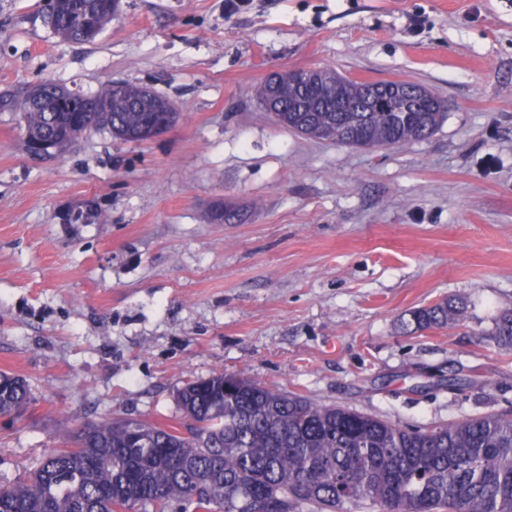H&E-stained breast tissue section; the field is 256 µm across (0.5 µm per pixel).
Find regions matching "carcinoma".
<instances>
[{
    "label": "carcinoma",
    "instance_id": "carcinoma-1",
    "mask_svg": "<svg viewBox=\"0 0 512 512\" xmlns=\"http://www.w3.org/2000/svg\"><path fill=\"white\" fill-rule=\"evenodd\" d=\"M108 0H49L45 22L63 40L92 42L112 23ZM317 83L278 72L256 89L282 127L308 138L386 149L431 137L442 99L409 82H383L384 108L359 110L362 83L331 68ZM66 96L51 112L22 91L0 95L21 113L26 139L64 151L92 130L126 142L176 124L168 99L129 82ZM457 296L410 312L409 332L459 322ZM494 335L512 345V310ZM177 423L135 418L88 421L58 434L33 476L0 487V512H512V410L409 429L353 409L317 403L241 375L183 382ZM26 381L0 372V415H24Z\"/></svg>",
    "mask_w": 512,
    "mask_h": 512
}]
</instances>
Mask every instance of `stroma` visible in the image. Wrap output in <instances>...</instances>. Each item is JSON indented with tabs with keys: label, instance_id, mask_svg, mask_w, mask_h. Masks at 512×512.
<instances>
[{
	"label": "stroma",
	"instance_id": "1",
	"mask_svg": "<svg viewBox=\"0 0 512 512\" xmlns=\"http://www.w3.org/2000/svg\"><path fill=\"white\" fill-rule=\"evenodd\" d=\"M46 0H0V93L150 87L181 112L141 144L103 131L30 153L0 110V486L60 425L179 415L183 380L243 374L409 426L512 409V0H121L90 43ZM329 66L411 81L451 108L428 139L367 151L276 125L254 89ZM96 218L73 221L85 205ZM233 209L232 223L216 220ZM449 296L463 320L410 310ZM462 315L463 301L460 297L451 296L438 304L414 309L402 325L409 332L445 328L459 322ZM31 403L26 381L19 375L0 372V415L22 417Z\"/></svg>",
	"mask_w": 512,
	"mask_h": 512
}]
</instances>
